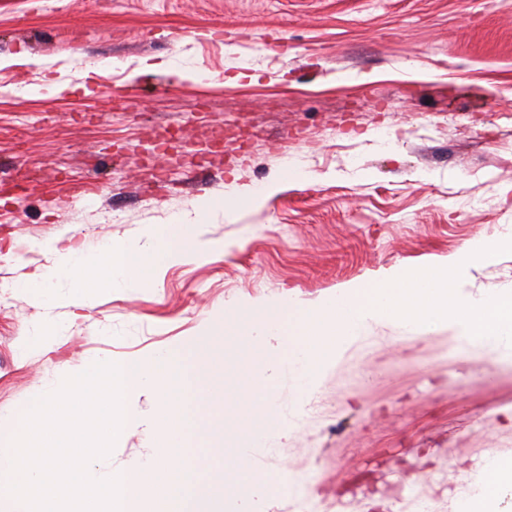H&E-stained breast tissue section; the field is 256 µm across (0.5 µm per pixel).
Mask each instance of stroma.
<instances>
[{
  "label": "stroma",
  "instance_id": "stroma-1",
  "mask_svg": "<svg viewBox=\"0 0 512 512\" xmlns=\"http://www.w3.org/2000/svg\"><path fill=\"white\" fill-rule=\"evenodd\" d=\"M174 126L190 156L159 157L151 178L143 163ZM288 161L304 181L199 227L206 251L147 287L57 307L10 288L67 250L148 247L150 227L194 221ZM502 224L512 0H0V413L31 404L46 374L181 350L239 308L315 305ZM461 287L512 289V254ZM454 344L392 325L344 342L258 470L313 474L317 512H399L413 490L449 512L461 472L512 452V358ZM128 408L103 460L115 470L159 439L156 394Z\"/></svg>",
  "mask_w": 512,
  "mask_h": 512
}]
</instances>
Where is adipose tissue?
I'll use <instances>...</instances> for the list:
<instances>
[{"instance_id":"obj_1","label":"adipose tissue","mask_w":512,"mask_h":512,"mask_svg":"<svg viewBox=\"0 0 512 512\" xmlns=\"http://www.w3.org/2000/svg\"><path fill=\"white\" fill-rule=\"evenodd\" d=\"M149 237L148 250L115 244L100 261L89 252L64 253L46 274L19 279L15 287L46 306L88 295L93 289L125 293L145 287L165 268L199 250L186 225L179 222L155 226ZM511 489L512 454L484 459L462 479L451 500V512H500L503 495Z\"/></svg>"}]
</instances>
